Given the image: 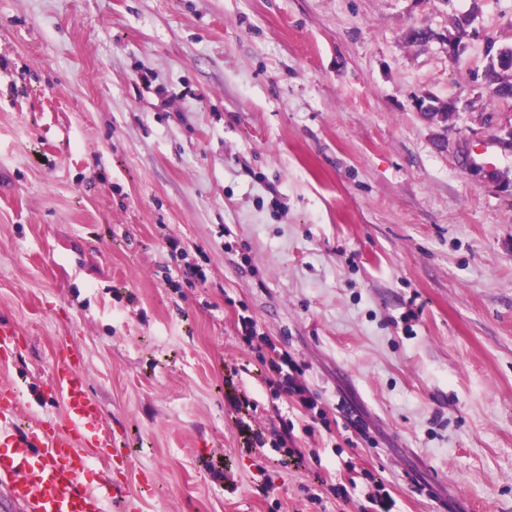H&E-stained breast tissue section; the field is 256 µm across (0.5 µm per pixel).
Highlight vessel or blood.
<instances>
[{
    "mask_svg": "<svg viewBox=\"0 0 512 512\" xmlns=\"http://www.w3.org/2000/svg\"><path fill=\"white\" fill-rule=\"evenodd\" d=\"M80 366L74 358L52 374L67 406L61 429L17 428L14 396L0 391V497L14 512H104L106 488L87 486L84 473L88 449L111 447L112 440L99 428L101 411Z\"/></svg>",
    "mask_w": 512,
    "mask_h": 512,
    "instance_id": "b4317fda",
    "label": "vessel or blood"
}]
</instances>
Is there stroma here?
Segmentation results:
<instances>
[{
	"mask_svg": "<svg viewBox=\"0 0 512 512\" xmlns=\"http://www.w3.org/2000/svg\"><path fill=\"white\" fill-rule=\"evenodd\" d=\"M489 38L512 48V0H0L18 424L64 423L50 376L75 356L108 512H354L346 460L396 512H512V99L481 79ZM424 96L466 109L431 123ZM275 349L317 408L271 383Z\"/></svg>",
	"mask_w": 512,
	"mask_h": 512,
	"instance_id": "stroma-1",
	"label": "stroma"
}]
</instances>
